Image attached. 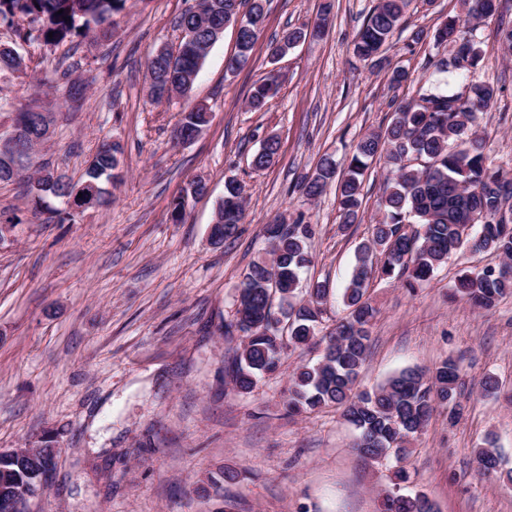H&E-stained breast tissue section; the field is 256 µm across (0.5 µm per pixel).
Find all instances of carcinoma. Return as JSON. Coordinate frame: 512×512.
<instances>
[{
	"label": "carcinoma",
	"mask_w": 512,
	"mask_h": 512,
	"mask_svg": "<svg viewBox=\"0 0 512 512\" xmlns=\"http://www.w3.org/2000/svg\"><path fill=\"white\" fill-rule=\"evenodd\" d=\"M126 0H0V20L8 23L15 40L0 47V74L25 73L26 48L55 47L73 38H86L103 30ZM267 0H194L177 20V26L203 43L193 49L184 43L181 54L153 56L148 62L150 89L169 85L179 93L190 90L212 45L213 28L242 17L245 26L236 35V52L226 70L241 67L253 50L264 24ZM469 17L491 18L498 0H465ZM407 0H380L353 41L354 53L363 60L382 64L380 54L404 16ZM53 36H48V33ZM306 36L288 30L270 46L275 56ZM434 45L448 43L468 56L464 65L441 60V73L469 70L485 58L486 50L461 29L459 19H446L433 34ZM273 79L254 86L249 96L251 109L259 110L276 96ZM495 89L486 83H472L467 97L437 87L420 89L418 96L400 101L386 128L362 136L336 178L337 164L325 157L315 173L304 179L299 190L308 198L320 196L336 182L341 228L358 222L362 183L368 161L384 157L390 166L378 207L380 218L372 225L371 237L362 243L356 263L341 294L346 314L325 334L318 324L322 306L331 295L326 281H316L299 296L303 273L312 263L306 241L311 227L296 221L274 222L263 227L270 258L253 262L243 273L235 300L233 319L224 323V336H240L242 347L231 364L234 387L248 393L262 376L279 372L285 351L324 344L319 361L298 367L289 376L287 406L301 414L334 406L343 421L356 432L355 449L364 457L379 460L394 456L400 462L411 440L425 427L439 406L448 407L450 419L463 412L459 391L460 370L448 359L433 369L406 368L371 390L358 388L371 341V327L378 310L368 294L375 279L398 281L413 290L430 280L448 256L464 247L492 251L501 258L496 267L461 275L453 288L460 297L482 310H491L512 297V221L497 219L502 208L512 210V176L489 160L486 139L477 129L478 114L487 110ZM15 108L12 136L0 144V183L16 182L37 198L51 193L82 207L90 190H96V210L109 204L105 182L119 165L121 148L103 143L89 164L85 176L73 182L62 173L57 180L40 177L35 167L36 147L47 141L42 136L45 116L33 106ZM211 116L204 107L181 112L177 126L191 132L208 125ZM279 152V141L268 138L255 153L256 170L270 167ZM191 186L172 203V219L180 223L185 215ZM245 217L243 188L234 179L224 182V199L219 203L213 229L214 242L235 237ZM476 449L479 468L500 474V459L492 448ZM396 483L386 492L382 512H434L427 495L400 493L399 483L408 479L404 467L395 472ZM36 476L32 465L0 458V487L28 488Z\"/></svg>",
	"instance_id": "1"
}]
</instances>
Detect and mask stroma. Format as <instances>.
<instances>
[{
    "mask_svg": "<svg viewBox=\"0 0 512 512\" xmlns=\"http://www.w3.org/2000/svg\"><path fill=\"white\" fill-rule=\"evenodd\" d=\"M324 1L269 0L250 59L232 76L225 64L235 33L226 28L192 90L170 104L150 103L146 61L176 44L186 0H127L107 41L35 51L33 72L0 77V96L51 112L50 141L37 154L48 169L77 178L102 142L123 149L111 205L70 221L46 224L34 213L61 208L60 199L47 195L36 207L19 184H0V211L19 218L0 244V448L60 433L57 470L29 512H380L394 458L361 457L336 409L285 408L289 374L316 361L321 347L289 351L278 374L242 395L229 373L241 339L225 337L224 323L242 273L266 255L262 229L277 216L312 225L307 277L343 288L379 218L386 165L371 163L360 221L344 231L335 187L309 200L298 186L324 156L343 160L361 136L386 126L393 101L435 80L436 62L453 53L431 40L447 17H462L488 52L450 90L471 80L494 86L479 125L490 158L512 171V57L498 46L499 28L512 25V0L482 22L466 19L463 0H410L380 66L352 46L380 0H328L324 33L271 60L272 37L313 29ZM397 66L411 80L395 89ZM66 68L88 84L76 104L58 81ZM273 74L278 95L250 109V89ZM200 104L212 110L210 124L194 142L173 144L180 112ZM271 136L280 143L275 163L254 169L253 155ZM200 174L209 194L173 223V200ZM228 176L244 187L246 218L236 239L215 246L210 226ZM497 262L462 250L415 290L385 280L370 289L378 314L363 388L449 357L460 367L462 417L452 424L438 410L404 463V493H426L438 512H512V484L484 475L474 455L494 437L503 469L512 470V404L479 389L489 373L512 386V298L484 311L451 297L459 276ZM226 469L237 480L213 487Z\"/></svg>",
    "mask_w": 512,
    "mask_h": 512,
    "instance_id": "1",
    "label": "stroma"
}]
</instances>
